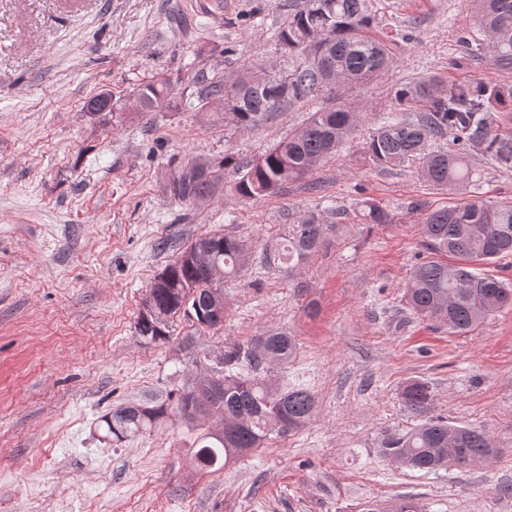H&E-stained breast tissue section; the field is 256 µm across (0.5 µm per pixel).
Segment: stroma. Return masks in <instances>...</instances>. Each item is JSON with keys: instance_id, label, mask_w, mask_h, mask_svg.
I'll list each match as a JSON object with an SVG mask.
<instances>
[{"instance_id": "1", "label": "stroma", "mask_w": 512, "mask_h": 512, "mask_svg": "<svg viewBox=\"0 0 512 512\" xmlns=\"http://www.w3.org/2000/svg\"><path fill=\"white\" fill-rule=\"evenodd\" d=\"M394 41L389 70L344 87L363 123L335 157L272 195L235 197L233 170L212 195L182 201L169 185L188 162L257 158L299 132L312 97L241 131L221 104L199 109L194 71L235 78L246 66L287 72L275 0H0V512H512V309L455 336L409 314L402 287L427 253L416 204L448 193L415 165L380 173L361 145L396 88L469 77L512 85V71L462 64L468 0H378ZM171 82L168 107L141 111L137 89ZM114 109L91 113L99 93ZM475 196L512 204V168L470 149ZM388 224L361 220L363 200ZM340 207L313 256L292 268L251 263L226 282L223 323H170L145 343L135 323L151 282L198 236L227 233L260 254L285 225ZM270 329L299 349L273 377L301 384L317 409L300 432L214 472L193 465L199 434L181 419L115 448L97 423L117 405L173 402L219 369L224 345ZM427 382V414L401 386ZM485 427L498 453L425 473L379 457L374 440L425 415Z\"/></svg>"}]
</instances>
